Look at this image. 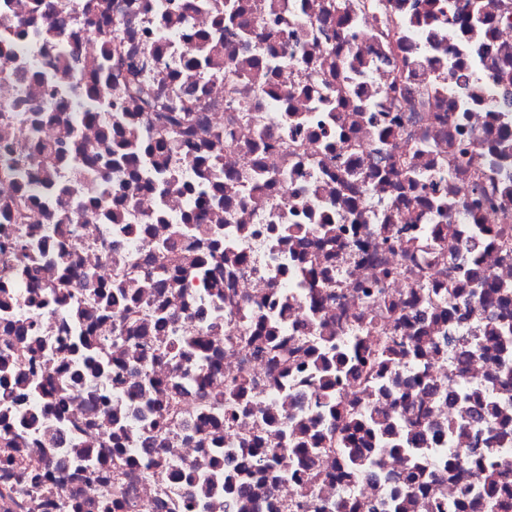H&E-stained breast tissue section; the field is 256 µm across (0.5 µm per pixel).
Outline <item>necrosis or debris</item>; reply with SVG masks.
Returning a JSON list of instances; mask_svg holds the SVG:
<instances>
[{
  "mask_svg": "<svg viewBox=\"0 0 512 512\" xmlns=\"http://www.w3.org/2000/svg\"><path fill=\"white\" fill-rule=\"evenodd\" d=\"M48 2L44 14L35 0H0V42L13 43L12 58L0 62V154L11 153L19 167L0 168V206L24 192L35 201L26 223L0 214V243L53 241L73 252L78 274L63 282L45 265L43 281L64 293L56 301L8 276L10 258L0 251V356L34 345L33 381L66 384L67 393L50 407L16 403L0 378V449H20L27 465L23 474L0 470V512H101L107 501L113 512H179L196 492L179 473L208 460L196 430L231 377L250 380V412L227 428L225 447L256 437L282 446L281 428L267 423L271 407L284 395L289 413L315 414L317 383L307 372L277 376L252 346L228 345L251 329L245 308L289 335L333 336L365 356L386 336L434 337L430 353L384 371L404 384L421 377L428 445L458 459L451 474L428 479L423 512H453L465 491L467 512H506L512 497L486 498L474 462L491 429L512 459V378L500 374L512 367V339L482 341L491 323L512 328V0H108L90 19L80 0ZM59 20L71 60L64 77L50 81L33 63L43 58L49 22ZM109 37L126 46L153 107L126 96L119 70V111L91 112L79 102L92 79L86 62ZM186 104L190 131L178 152L135 154L109 174L108 196L80 178L91 167L87 156L56 165L73 208L111 214L58 231L59 204L41 192L39 147L53 145L66 124L83 146H99L107 125L113 142L138 127L154 143ZM156 166L170 181L162 195L147 183ZM191 215L235 256L212 266L224 279V303L164 245L188 229ZM147 260L170 285L160 295L143 290L141 316L160 307L169 321L149 334L154 354L134 365L116 357L112 367L179 391L177 419L149 448L141 445L144 403L88 370L71 347L80 336L108 350L119 335L115 317L96 314L86 279L109 286L119 262ZM473 265L486 288L462 280ZM447 303L458 316L435 320ZM77 307L90 319L74 321ZM15 320L34 323L29 343L7 332ZM199 335L211 342L202 383L197 360L158 354L175 337ZM462 384L493 400L499 417L475 418L453 400ZM335 393L355 411L396 401L348 380ZM108 404L122 405L133 437L118 466L114 427L102 418ZM148 456L163 457L167 469H145ZM91 457L105 474L93 472ZM405 469L393 453L379 475L348 480L325 451L314 497L349 502L350 512H385ZM302 478L293 470L273 491L255 487L252 512H312L299 497Z\"/></svg>",
  "mask_w": 512,
  "mask_h": 512,
  "instance_id": "4bbe7bcc",
  "label": "necrosis or debris"
}]
</instances>
